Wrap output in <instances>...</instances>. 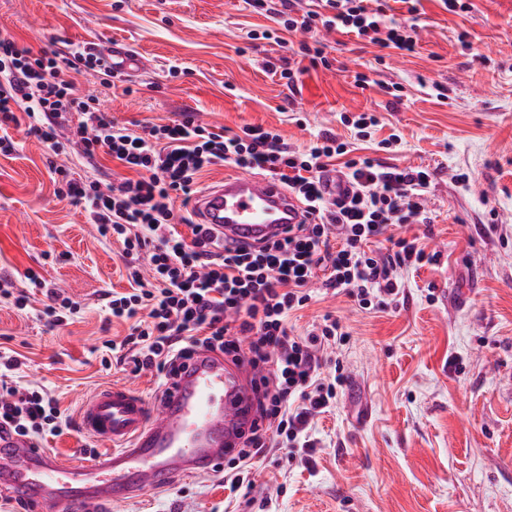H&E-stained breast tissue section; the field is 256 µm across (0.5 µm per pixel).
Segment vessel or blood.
I'll use <instances>...</instances> for the list:
<instances>
[{"label":"vessel or blood","instance_id":"obj_1","mask_svg":"<svg viewBox=\"0 0 512 512\" xmlns=\"http://www.w3.org/2000/svg\"><path fill=\"white\" fill-rule=\"evenodd\" d=\"M113 72L131 77L141 66L125 45L101 47ZM198 223L221 241L256 245L284 236L304 219L303 205L278 182L228 175L198 194ZM251 369L202 351L158 404L124 386L97 391L84 404L83 430L110 452L83 467L66 465L29 439L0 436V490L38 512H109L113 502L141 488L167 489L180 476L204 475L234 452L253 411Z\"/></svg>","mask_w":512,"mask_h":512}]
</instances>
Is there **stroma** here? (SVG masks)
Segmentation results:
<instances>
[{
    "label": "stroma",
    "instance_id": "35a3bbf8",
    "mask_svg": "<svg viewBox=\"0 0 512 512\" xmlns=\"http://www.w3.org/2000/svg\"><path fill=\"white\" fill-rule=\"evenodd\" d=\"M470 2L457 15L422 0L418 46L405 57L327 34L331 68L310 69L291 89L264 65L291 57L298 36L287 49L249 39L268 21L246 0H0V30L34 51L97 37L130 44L142 62L137 80L76 78L119 121L167 124L192 112L229 134L273 128L302 148L323 131L353 140L342 116L373 112L383 134L401 137L384 162L435 173L431 221L411 231L436 263L402 271L388 309L320 292L291 315L300 332L327 313L342 321L347 389L313 420L314 450L296 449L287 465L271 450L235 512H512V0ZM358 72L367 87L355 85ZM395 83L405 103L390 110ZM13 136L18 151L0 156V274L25 289L34 270L81 304L70 324L50 330L37 318L42 294L23 311L0 300V348L24 357L17 386L46 387L75 419L113 385L157 401L156 372L100 365L103 342L128 329L108 323L101 301L128 287L121 243L55 197L40 141L21 129ZM40 447L70 463L108 450L81 429ZM225 496L223 473L186 476L112 512H224Z\"/></svg>",
    "mask_w": 512,
    "mask_h": 512
}]
</instances>
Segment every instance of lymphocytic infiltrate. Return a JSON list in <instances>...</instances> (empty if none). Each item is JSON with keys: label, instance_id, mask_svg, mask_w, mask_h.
<instances>
[{"label": "lymphocytic infiltrate", "instance_id": "lymphocytic-infiltrate-1", "mask_svg": "<svg viewBox=\"0 0 512 512\" xmlns=\"http://www.w3.org/2000/svg\"><path fill=\"white\" fill-rule=\"evenodd\" d=\"M300 2L281 0L277 22L286 32L313 35L298 51L311 66L329 63L317 38L321 30L402 54L415 49L421 0H402L406 13L400 18L388 15L386 0H315L307 9ZM79 74L112 82L94 46L48 55L0 33V154L16 153L9 129L22 125L54 154L70 152L90 163L102 154L127 170L112 184L79 181L65 166L49 165L56 196L81 206L101 237L123 245L130 288L110 292L106 300L112 317L132 327L121 342L108 344L101 364L111 368L117 354L134 372L153 370L168 379L196 348L233 356L247 351L261 372L255 382L259 422L224 470V488L237 496L271 449L312 447L310 424L330 411L348 383L343 363H336L334 374L324 372L326 350L348 339L340 321L323 315L300 336L288 327L290 315L309 304L313 281L366 309L399 295V270L435 262L419 237L388 232L428 223L425 194L433 175L355 155L353 146L329 131L300 151L276 130L247 125L229 136L189 114L172 124L132 129L113 120L94 97L78 94ZM335 160L349 184L339 194L324 179ZM226 165L260 170L285 185L304 205V223L254 249L220 243L185 208L202 172ZM25 277L44 292L39 316L46 326L68 324L79 312V302L47 287L36 272ZM21 364L20 356L0 352V427L31 439L63 435L71 421L52 396L40 387L21 392L9 385V373Z\"/></svg>", "mask_w": 512, "mask_h": 512}]
</instances>
